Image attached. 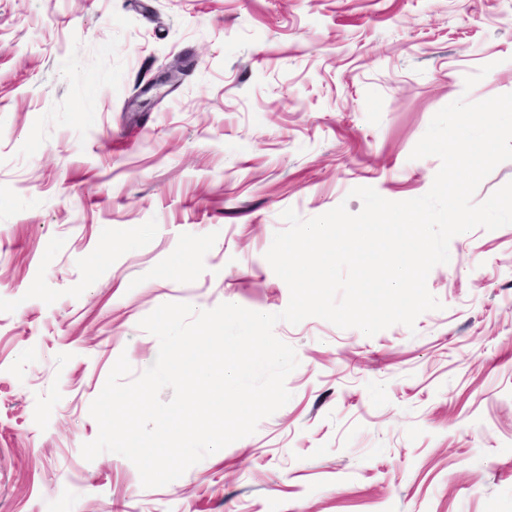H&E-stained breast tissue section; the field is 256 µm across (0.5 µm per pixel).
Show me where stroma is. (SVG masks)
<instances>
[{"label":"stroma","instance_id":"1","mask_svg":"<svg viewBox=\"0 0 512 512\" xmlns=\"http://www.w3.org/2000/svg\"><path fill=\"white\" fill-rule=\"evenodd\" d=\"M506 93L512 0H0V512H512V225L414 328L278 322L290 401L168 485L81 455L142 318L283 311L282 211L424 195L435 113Z\"/></svg>","mask_w":512,"mask_h":512}]
</instances>
